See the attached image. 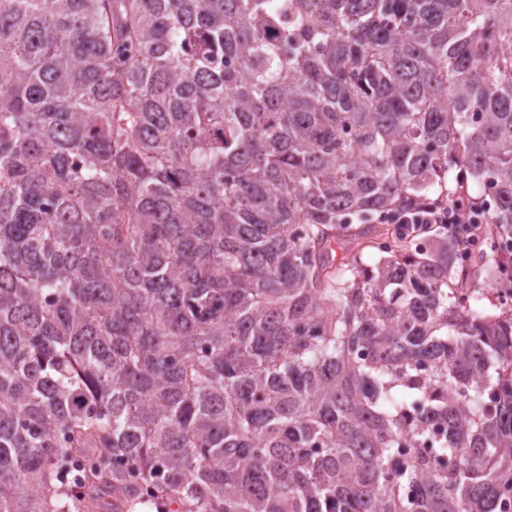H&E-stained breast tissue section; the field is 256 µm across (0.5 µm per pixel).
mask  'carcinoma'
<instances>
[{"mask_svg":"<svg viewBox=\"0 0 512 512\" xmlns=\"http://www.w3.org/2000/svg\"><path fill=\"white\" fill-rule=\"evenodd\" d=\"M472 181L512 0H0V512H501L512 310L376 224Z\"/></svg>","mask_w":512,"mask_h":512,"instance_id":"cac0c4a2","label":"carcinoma"}]
</instances>
